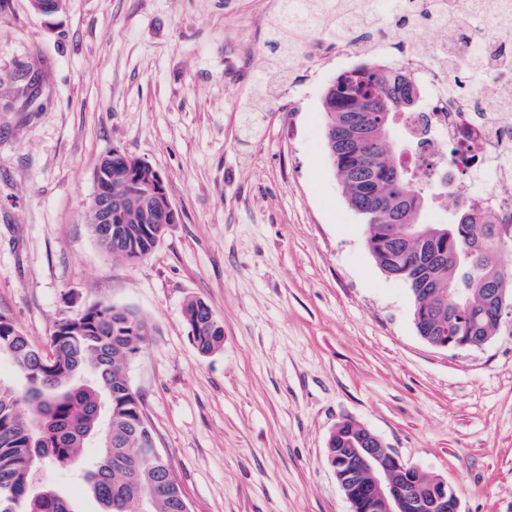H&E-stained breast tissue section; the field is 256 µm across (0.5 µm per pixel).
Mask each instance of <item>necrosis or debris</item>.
<instances>
[{
    "label": "necrosis or debris",
    "instance_id": "4bbe7bcc",
    "mask_svg": "<svg viewBox=\"0 0 512 512\" xmlns=\"http://www.w3.org/2000/svg\"><path fill=\"white\" fill-rule=\"evenodd\" d=\"M459 18L440 43L424 42L403 50L396 41L382 42L356 34L351 41L331 44L336 54L376 58L382 64L414 72L429 105L423 112L402 114L407 133L422 127L430 133L416 151L404 154L403 165L438 187L454 186L459 206L472 209L481 222L499 227V250L512 252V192L497 190L480 196L470 193L467 180L490 174L496 185H512V58L497 41L473 50V22L512 31V0H449ZM500 78L501 97L485 103L474 77Z\"/></svg>",
    "mask_w": 512,
    "mask_h": 512
}]
</instances>
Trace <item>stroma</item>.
Listing matches in <instances>:
<instances>
[{
  "instance_id": "obj_1",
  "label": "stroma",
  "mask_w": 512,
  "mask_h": 512,
  "mask_svg": "<svg viewBox=\"0 0 512 512\" xmlns=\"http://www.w3.org/2000/svg\"><path fill=\"white\" fill-rule=\"evenodd\" d=\"M278 0H0V313L41 350L102 302L149 336L128 366L190 512H352L326 457L338 423L452 487L459 512H512V314L448 350L367 247L325 138L323 91L356 65L314 35L271 79ZM149 163L178 213L153 253L108 257L86 220L99 161ZM204 300L224 346L199 353ZM85 460L42 476L100 512ZM184 318L189 336L199 351L209 354L223 345L224 329L203 300L189 299L184 305Z\"/></svg>"
}]
</instances>
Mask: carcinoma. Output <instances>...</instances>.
<instances>
[{"instance_id": "cac0c4a2", "label": "carcinoma", "mask_w": 512, "mask_h": 512, "mask_svg": "<svg viewBox=\"0 0 512 512\" xmlns=\"http://www.w3.org/2000/svg\"><path fill=\"white\" fill-rule=\"evenodd\" d=\"M408 74L362 64L336 77L324 94L325 128L346 124L349 112L371 114L377 135L397 127L403 112H410ZM396 146L380 149L377 170L350 168L339 158L337 172L349 202L363 211L369 229L368 247L386 276L396 274L413 300V315L424 324L436 313L458 307L457 321L440 326L447 335L471 328L479 336H493L497 322L483 307L488 288H506L512 280L498 268V231L495 224H477L472 212L459 209L448 224H424L418 214L428 200L416 190L417 177L396 161ZM105 179L99 187L120 199L112 223L89 229L104 252L130 262L155 249L162 210L147 202L146 184L151 166L126 154L103 163ZM382 209L401 210V222L388 224ZM421 254H438L435 268L442 287L431 295L418 293L421 272L415 262ZM189 336L197 349L209 354L224 343V329L201 299L184 305ZM149 335L147 322L135 311L102 303L91 304L62 318L44 353L0 314V355L9 356L26 386L19 389L0 381V512H75L70 500L51 483L36 484L45 465L66 466L81 456L90 443L96 452L85 480L102 512H129L145 498L148 512H183L178 484L165 459L143 447L146 427L140 396L125 381V365ZM364 431L355 422L339 424L335 448H358Z\"/></svg>"}]
</instances>
